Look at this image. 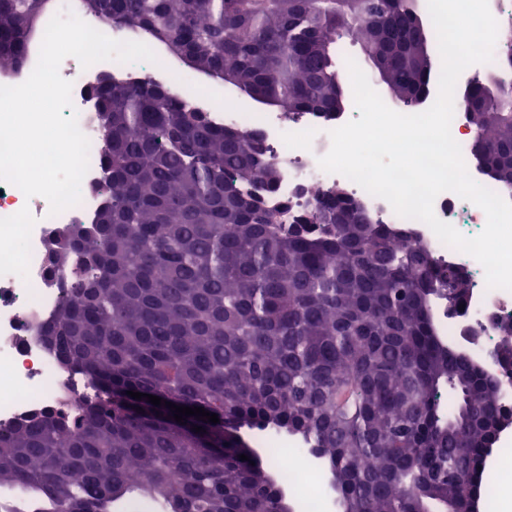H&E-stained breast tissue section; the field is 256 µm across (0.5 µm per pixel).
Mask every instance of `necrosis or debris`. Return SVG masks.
Listing matches in <instances>:
<instances>
[{
    "instance_id": "obj_1",
    "label": "necrosis or debris",
    "mask_w": 512,
    "mask_h": 512,
    "mask_svg": "<svg viewBox=\"0 0 512 512\" xmlns=\"http://www.w3.org/2000/svg\"><path fill=\"white\" fill-rule=\"evenodd\" d=\"M104 69L123 80L163 81L178 96L195 104L207 100L202 87L168 66L107 60L85 68L71 56L61 62L59 74L72 84V109L90 142L89 167L81 182L80 203L57 215L51 214L44 197H25L17 186L0 180V426L4 428L32 416L69 413L66 398L75 393L88 402L101 397L89 376L59 365L52 348L35 335L34 328L53 320L57 305L77 277L73 271L65 276L52 271L49 241L68 225L93 223L105 198L100 165L105 147L97 133L95 101L90 95L91 85ZM209 118L220 125L263 135L267 154L282 173L269 203L280 211L284 223H294L310 214L313 193L340 185L377 222L405 223L409 244L431 252L442 266L464 269L469 277L464 309H449L447 296H440L434 320L439 333L451 336L459 351L479 363H490L489 353L502 324L512 323V291L488 288L485 271L475 258L442 243L425 223L401 220L386 200L369 194L357 183L320 168L319 158L331 147V131L347 123L349 114L341 112L327 120L318 113L305 112L290 120L280 112L216 110ZM451 133L461 147L471 178L512 202V186L493 181L473 157L475 128L467 112L455 110ZM434 212L468 237L481 233L487 222L482 208L449 191L437 196ZM256 445L276 449L272 461L276 482L283 492L295 494L298 512H332L336 500L322 461L299 438L268 432ZM498 445L486 472L488 490L496 501L512 495V430L500 432Z\"/></svg>"
}]
</instances>
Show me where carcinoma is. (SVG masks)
<instances>
[{"label": "carcinoma", "instance_id": "obj_1", "mask_svg": "<svg viewBox=\"0 0 512 512\" xmlns=\"http://www.w3.org/2000/svg\"><path fill=\"white\" fill-rule=\"evenodd\" d=\"M46 0H0V72L22 65ZM114 28L145 29L191 69L286 113L330 117L350 82L336 44L356 41L405 107L427 94L432 31L407 0H82ZM512 67V35L497 39ZM108 195L95 223L48 244L82 274L37 335L105 394L79 416L0 428V512H285L267 461L232 430L299 437L330 474L340 512H470L505 424L503 380L433 326L434 296L468 277L396 244L361 203L315 195L309 221L267 204L281 172L262 135L214 124L167 87L94 86ZM457 105L473 154L512 184V118ZM497 364H512V326ZM202 407L185 416L127 392ZM203 432L196 433L193 427ZM248 459L242 461L239 455Z\"/></svg>", "mask_w": 512, "mask_h": 512}]
</instances>
